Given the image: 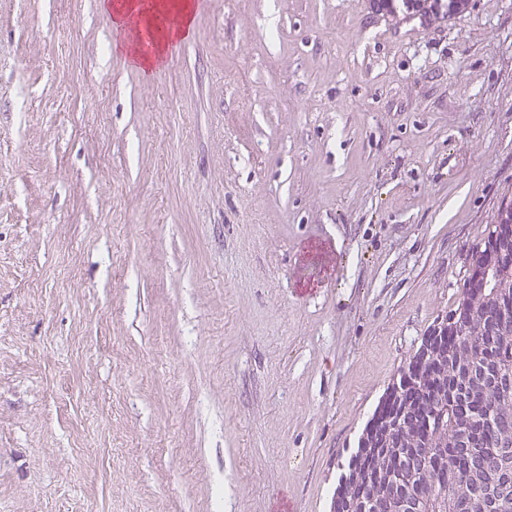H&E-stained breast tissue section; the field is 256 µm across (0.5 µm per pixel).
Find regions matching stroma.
Wrapping results in <instances>:
<instances>
[{
  "instance_id": "stroma-1",
  "label": "stroma",
  "mask_w": 512,
  "mask_h": 512,
  "mask_svg": "<svg viewBox=\"0 0 512 512\" xmlns=\"http://www.w3.org/2000/svg\"><path fill=\"white\" fill-rule=\"evenodd\" d=\"M113 30L0 0V512H329L512 185V0ZM172 11H176L183 17V22L174 32L171 29L169 31L163 30L162 25L158 23L159 17L153 16L148 20L146 39L141 35V32H138L133 47L125 44L116 45V49L126 53L135 68L141 71L153 69L161 63L166 43L172 37L182 40L190 35L193 18L191 17L189 0L171 1L170 9L167 10L166 14Z\"/></svg>"
}]
</instances>
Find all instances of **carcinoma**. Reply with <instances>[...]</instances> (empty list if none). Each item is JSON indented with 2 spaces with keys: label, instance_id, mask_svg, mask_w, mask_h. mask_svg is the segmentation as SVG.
Instances as JSON below:
<instances>
[{
  "label": "carcinoma",
  "instance_id": "obj_1",
  "mask_svg": "<svg viewBox=\"0 0 512 512\" xmlns=\"http://www.w3.org/2000/svg\"><path fill=\"white\" fill-rule=\"evenodd\" d=\"M440 18L438 0H401ZM512 200L488 217L461 292L397 369L342 464L334 512H512ZM493 267L492 284H483Z\"/></svg>",
  "mask_w": 512,
  "mask_h": 512
}]
</instances>
